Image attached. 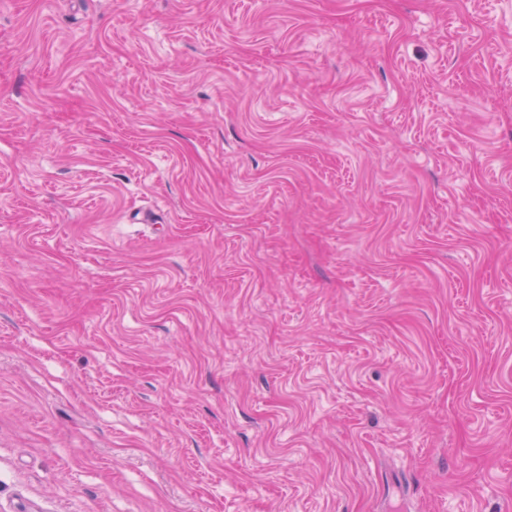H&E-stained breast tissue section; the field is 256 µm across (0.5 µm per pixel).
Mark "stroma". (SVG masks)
<instances>
[{"label":"stroma","instance_id":"35a3bbf8","mask_svg":"<svg viewBox=\"0 0 512 512\" xmlns=\"http://www.w3.org/2000/svg\"><path fill=\"white\" fill-rule=\"evenodd\" d=\"M0 512H512V0H0Z\"/></svg>","mask_w":512,"mask_h":512}]
</instances>
